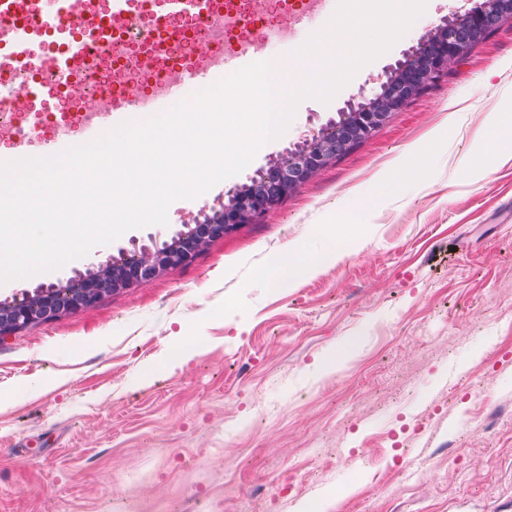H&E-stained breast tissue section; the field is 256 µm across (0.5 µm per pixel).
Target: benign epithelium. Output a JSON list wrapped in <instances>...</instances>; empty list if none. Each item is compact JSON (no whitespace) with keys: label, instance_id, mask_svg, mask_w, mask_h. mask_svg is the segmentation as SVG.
<instances>
[{"label":"benign epithelium","instance_id":"1","mask_svg":"<svg viewBox=\"0 0 512 512\" xmlns=\"http://www.w3.org/2000/svg\"><path fill=\"white\" fill-rule=\"evenodd\" d=\"M512 15V0H482L447 27L433 32V40L420 45L415 56L384 72L378 78L373 105L348 111L357 113L356 133L370 137L397 112L427 90L447 70L465 58L475 36L493 31L504 17ZM332 135L323 132L303 151H291L268 170V185L250 196L238 189L227 192L224 206L205 224H196L180 234L174 245L144 246L132 254L112 259L100 272L80 276L64 285H53L15 299L0 312V337L32 324L54 321L69 312L96 306L106 297L156 279L171 267L192 261L211 240L241 224L251 223L274 210L298 191L329 162L346 153L353 138L340 122L330 124Z\"/></svg>","mask_w":512,"mask_h":512}]
</instances>
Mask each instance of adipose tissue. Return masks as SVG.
Here are the masks:
<instances>
[{
  "label": "adipose tissue",
  "instance_id": "obj_1",
  "mask_svg": "<svg viewBox=\"0 0 512 512\" xmlns=\"http://www.w3.org/2000/svg\"><path fill=\"white\" fill-rule=\"evenodd\" d=\"M477 137L482 145L471 154L470 165L475 173L484 175L499 149L512 146V113L488 114ZM433 143V136H426L420 144L406 152L402 169L371 181L355 195L347 210L348 222L365 223L379 199L400 192L407 181L418 178L428 165ZM340 254V243L333 236L324 237L322 247L315 252L302 246L291 247L272 260L266 273L267 285L275 289L293 286L315 275L322 266L334 263Z\"/></svg>",
  "mask_w": 512,
  "mask_h": 512
}]
</instances>
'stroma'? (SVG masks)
I'll use <instances>...</instances> for the list:
<instances>
[{
    "label": "stroma",
    "instance_id": "stroma-1",
    "mask_svg": "<svg viewBox=\"0 0 512 512\" xmlns=\"http://www.w3.org/2000/svg\"><path fill=\"white\" fill-rule=\"evenodd\" d=\"M480 0H435L330 103H300L287 133L168 223L125 232L59 270L0 286L10 302L168 241L227 191L309 143L430 31ZM512 104V19L369 140L191 264L0 341V512H512V151L484 178L467 155L485 113ZM440 130L423 177L366 223L350 194ZM342 239V257L274 290L271 259ZM197 344L180 357V338ZM355 352L324 377L322 357ZM462 386L451 391L450 370ZM423 463L409 472L404 449ZM393 474L377 485L368 462Z\"/></svg>",
    "mask_w": 512,
    "mask_h": 512
}]
</instances>
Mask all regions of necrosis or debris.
Instances as JSON below:
<instances>
[{
  "label": "necrosis or debris",
  "instance_id": "necrosis-or-debris-1",
  "mask_svg": "<svg viewBox=\"0 0 512 512\" xmlns=\"http://www.w3.org/2000/svg\"><path fill=\"white\" fill-rule=\"evenodd\" d=\"M310 0H203L200 15L169 13L165 0H131L112 15L108 0H80L61 23L67 37L87 40L90 51L67 72L52 69L43 40L29 60L0 48V83L21 87L18 99L0 100V145L65 130L75 135L94 114L91 103L137 107L180 69L211 67L228 52L274 34L277 22L301 18Z\"/></svg>",
  "mask_w": 512,
  "mask_h": 512
}]
</instances>
